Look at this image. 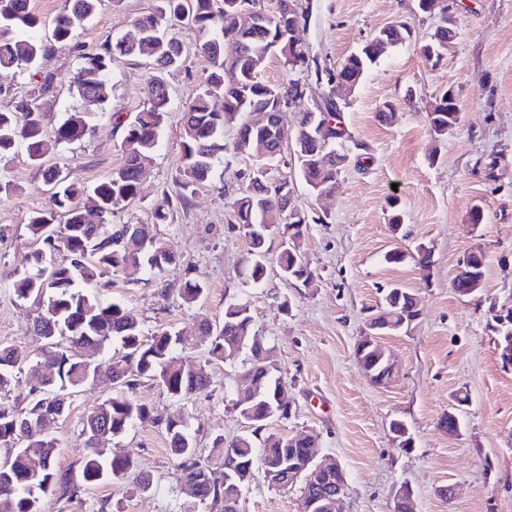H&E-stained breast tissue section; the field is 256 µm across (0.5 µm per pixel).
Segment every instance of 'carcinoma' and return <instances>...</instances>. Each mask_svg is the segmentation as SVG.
<instances>
[{
	"label": "carcinoma",
	"instance_id": "1",
	"mask_svg": "<svg viewBox=\"0 0 512 512\" xmlns=\"http://www.w3.org/2000/svg\"><path fill=\"white\" fill-rule=\"evenodd\" d=\"M67 8L53 22L51 38L57 43H77L79 31L91 18L99 0H66ZM30 0H0V69L41 65L48 61L49 48L35 35L40 19L29 7ZM260 11L262 24H251L241 15L244 9ZM448 9L430 40L418 47L428 62L438 63L448 47ZM186 20L196 33V47L208 59L206 81L184 115L182 167L178 181V199L186 204L194 188L210 179L227 153L253 156V145L265 144L266 154L257 158L242 184L234 206V224L247 241L242 259L245 283L254 288L266 280L269 233L281 236L276 264L283 278L309 285L314 279L300 251L307 232L308 214L295 203L288 179L270 177L271 162L291 144L299 173L313 193L321 197L336 190L341 173L351 161L362 163L363 156L352 155L346 143L352 136L343 125L341 106L335 89L317 105L302 113L293 140L281 127L256 125L251 113L265 106L300 103L305 98L301 78L281 83L263 79L269 58L276 54L293 73L310 68V50L300 35L307 15L300 8L288 9V0H277L275 10L264 9L263 0H162L157 12L140 17L136 34L102 52H82L74 76V88L82 99L101 104L109 101V74L115 55L140 59L152 73L145 89L141 110L121 122L125 128L122 142L123 166L109 178L84 185L70 178L62 168L50 163V157L62 144L82 140L90 130L82 112H70L49 135L44 129L41 107L21 100L13 109L0 111V160L25 150L30 165L44 183L54 182L49 205L31 217L28 230L45 248L32 253L29 267L9 283L13 295L23 301L37 300L40 311L34 322L40 345L36 359L6 343H0V393L16 385V373L26 364L41 373V391L28 393L21 403L0 400V447L10 449L0 460V512H44L49 496L72 498L81 491L102 484L122 483L136 471L135 462L122 455H108L102 444L117 438L149 410L120 393L103 401L82 422L88 452L74 471L60 472L56 466V440L46 426L60 420L65 412L60 392L81 388L105 376L112 383L134 390L144 381L159 384L170 398L184 400L211 385L210 378L193 373L183 365V353L206 341L208 360H224V349L248 352L245 373L261 388V395L237 409L239 417L250 419L255 429L230 442L214 440L216 458L203 460L197 455L187 421L169 417L164 421L169 450L178 461L183 482L199 487V497L186 502L181 512H196L206 502L224 505V468L251 467L275 461L288 452L285 439L270 434L257 445L258 430L267 424L262 411L275 391L285 383L281 370L263 358H271L266 338L254 327L249 304L232 302L224 307V320L213 324L203 320L187 331L159 329L146 336L118 302L101 303L85 291V286L109 272H121L128 281L139 280L146 271L157 273L175 262V256L160 245L148 226L136 230L128 224L111 222L115 211L139 195L141 175L153 161L160 146V131L168 112L169 95L165 73L180 65L182 47L170 33L171 19ZM410 27L398 22L382 28L334 71L327 83L340 79L358 85L378 64L374 43L384 41L390 47L410 39ZM459 121L458 105L443 94L429 112L431 130L445 135ZM236 129L228 143L224 131ZM64 218V232L52 239L45 226ZM99 225L93 244V256L86 257V245L94 225ZM475 264L457 273L454 290L463 296L484 278L483 253L474 256ZM205 288L192 281L181 288V299L195 303ZM384 302L383 310L397 316L417 314L418 300L400 286ZM123 354L101 369L97 356L113 341ZM229 447L232 457L224 458Z\"/></svg>",
	"mask_w": 512,
	"mask_h": 512
}]
</instances>
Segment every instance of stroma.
I'll list each match as a JSON object with an SVG mask.
<instances>
[{"mask_svg":"<svg viewBox=\"0 0 512 512\" xmlns=\"http://www.w3.org/2000/svg\"><path fill=\"white\" fill-rule=\"evenodd\" d=\"M302 36L310 46L311 69L303 73L307 93L302 104L282 115L296 132L303 110L323 98L326 79L317 70L335 69L380 29L402 21L411 39L390 48L351 93L337 92L344 123L371 159L349 166L332 195L315 196L302 180L291 152H284L271 176L292 182L294 199L313 212L300 243L314 274L311 285L285 280L269 264L262 287L246 284L241 260L246 240L233 222L234 202L251 160L226 155L214 176L198 185L189 204L176 201L182 157V116L208 74L209 65L195 48L189 25L172 32L183 47V63L167 76L170 103L161 146L141 179L138 198L119 209L117 224L149 225L176 261L146 281L130 282L109 273L90 291L100 300L122 301L144 334L160 328L189 330L203 319L223 321L226 304H249L257 331L265 336L288 380L291 416L270 422L266 433L319 437L325 454L335 457L348 480L342 512H391L396 489H413V512H512V370L497 352L496 314L512 307V0H448V25L455 33L438 64L419 54L438 22L418 0H309ZM159 0H100L83 26L80 40L89 51L127 37L135 21L153 12ZM44 25L38 38L50 41L44 73L52 79L41 94L34 69L0 70V109L26 99L43 104L46 131H54L68 112L90 115L91 130L82 140L59 149L53 160L74 180L94 184L123 164L124 130L113 113L139 111L145 101L148 70L143 61L116 59L107 105L76 96L77 56L70 45L50 40L52 20L65 0H31ZM453 92L460 121L448 134L433 133L428 114L445 92ZM393 117L380 121V110ZM20 190L0 196V341L27 354L38 347L31 328L38 314L33 301L17 300L8 287L24 271L37 245L27 229L35 211L49 202V191L25 153L0 161ZM172 201L166 222L155 208L164 195ZM398 198L404 223L388 224L387 201ZM485 219L471 227L472 206ZM431 255L428 269L412 260L418 249ZM399 249L403 263L386 262ZM479 249L485 256L481 292L459 296L452 280L461 258ZM205 288L199 301L184 304L186 281ZM400 285L416 294L420 314L409 332L382 337L398 375L387 386L372 383L358 368L354 352L366 321L378 313L388 288ZM213 380L206 391L177 401L161 386L145 382L134 390L149 409L122 436L109 441L114 454L134 457L151 476L154 492L145 496L134 482L101 485L73 500L47 498L45 512H94L110 500L111 512H178L186 501L180 470L172 457L162 421L183 416L201 459L213 455L216 437L230 440L251 432L234 410L232 399L243 358L207 362L204 348L186 356ZM117 393L100 379L65 393V419L49 428L57 442L56 466L77 468L87 453L80 434L83 419ZM458 407L460 436L442 432L438 422ZM404 421L413 445L401 447L389 426ZM454 485L445 499L437 490ZM299 489L269 486L263 477L244 490L240 512H301Z\"/></svg>","mask_w":512,"mask_h":512,"instance_id":"stroma-1","label":"stroma"}]
</instances>
